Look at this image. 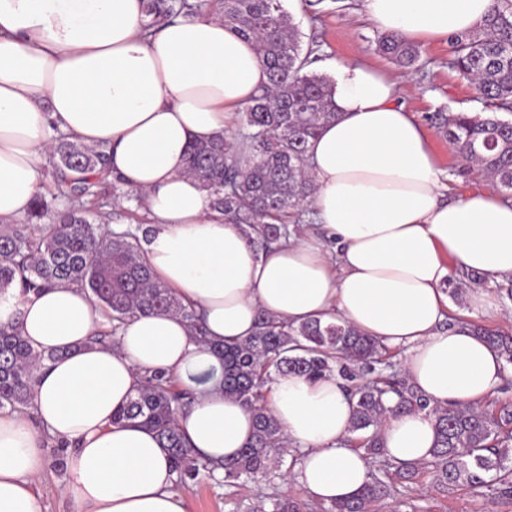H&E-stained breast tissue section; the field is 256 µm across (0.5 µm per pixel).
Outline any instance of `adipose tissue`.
I'll use <instances>...</instances> for the list:
<instances>
[{"label": "adipose tissue", "instance_id": "1", "mask_svg": "<svg viewBox=\"0 0 512 512\" xmlns=\"http://www.w3.org/2000/svg\"><path fill=\"white\" fill-rule=\"evenodd\" d=\"M496 0H362L380 32L416 43L478 29ZM143 0H0V222L24 217L64 134L109 153V171L140 195L153 274L193 303L209 339L244 342L259 312L298 325L342 320L404 351L411 383L431 404L478 405L506 379L503 359L470 326L442 327L450 261L487 280L512 276V200L474 191L449 201L430 141L399 84L352 60L335 65L340 117L308 145L321 235L260 249L212 208L186 170L190 143L224 134L266 84L254 40L221 17L178 18L143 36ZM104 320L79 285L0 305L35 350L33 420L0 415V512H43L33 490L47 444L67 445L74 512H186L168 451L112 414L144 372L183 375L194 400L179 419L193 448L220 463L250 440L253 412L222 388L221 361L172 314L127 321L112 347L89 345ZM269 408L302 451L297 479L314 502L352 496L369 464L346 445L352 406L333 375L274 376ZM388 458L428 460L434 420L416 411L381 427Z\"/></svg>", "mask_w": 512, "mask_h": 512}]
</instances>
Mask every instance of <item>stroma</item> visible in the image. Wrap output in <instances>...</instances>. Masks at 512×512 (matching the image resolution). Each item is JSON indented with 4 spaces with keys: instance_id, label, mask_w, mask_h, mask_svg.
<instances>
[{
    "instance_id": "35a3bbf8",
    "label": "stroma",
    "mask_w": 512,
    "mask_h": 512,
    "mask_svg": "<svg viewBox=\"0 0 512 512\" xmlns=\"http://www.w3.org/2000/svg\"><path fill=\"white\" fill-rule=\"evenodd\" d=\"M292 23L301 33L303 45H315L322 60L319 67L333 74L335 62L358 60L370 64L402 84L406 90L405 103L417 121L427 113L445 108L453 111H476L480 105L474 99L470 84L449 67L451 48L448 43L423 45L424 64L418 70L404 71L378 54L375 44L379 33L363 14L360 0H322L315 7L307 0H284ZM428 136L451 199L480 190H493V183L452 153L447 142L436 131ZM285 489L288 495L303 498L298 483L257 478L239 487H228L200 474L194 482L180 490L187 512H243L245 506L266 496L271 488ZM380 512H512V497L498 496L494 488L473 493L458 487L441 494L430 485L411 484L398 487L393 499Z\"/></svg>"
}]
</instances>
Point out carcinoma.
<instances>
[{
  "label": "carcinoma",
  "mask_w": 512,
  "mask_h": 512,
  "mask_svg": "<svg viewBox=\"0 0 512 512\" xmlns=\"http://www.w3.org/2000/svg\"><path fill=\"white\" fill-rule=\"evenodd\" d=\"M151 33L167 21L207 13L256 41L268 84L238 113L240 136L220 135L189 146L187 171L202 183L214 209L243 229L259 248L288 237V218L312 194L307 170V144L322 127L336 120L333 80L316 69L319 56L302 47L283 0H145ZM450 67L473 85L480 112L438 111L428 116L454 154L491 177L499 190L512 193V0L497 7L476 31L449 38ZM377 50L396 66L415 70L424 65L419 45L396 34H384ZM104 148H90L55 138L48 173L52 189L37 195L25 218L0 228V296L15 290L23 296L59 283L80 285L99 305L110 330L92 338L104 343L128 319L166 313L185 320L192 335L223 362L224 393L253 410L254 433L238 456L222 465L199 456L188 444L179 417L190 393L162 371L144 373L141 386L113 420L132 422L153 431L169 449L174 484L183 486L200 472L224 481L268 476L273 469L293 467L286 461L280 424L264 403L265 385L279 373L320 378L333 372L349 383L351 433L356 448L371 464L369 480L353 496L321 505L318 512H377L393 497L396 485L414 483L423 475L440 492L466 486L477 492L498 486L512 496V410L480 406L432 407L406 379L375 372L383 363L384 346L359 334L345 322L319 320L294 326L265 313L258 330L243 344L210 342L194 308L153 277L141 242L145 223L105 231L95 223L113 196L125 198L120 178L108 179ZM476 335L512 365V334L472 324ZM55 358L35 350L16 329L0 325V408L32 415V390L38 368ZM428 410L436 439L430 459L408 464L383 453L380 428L389 417ZM249 512H313V507L286 494L268 496Z\"/></svg>",
  "instance_id": "carcinoma-1"
}]
</instances>
